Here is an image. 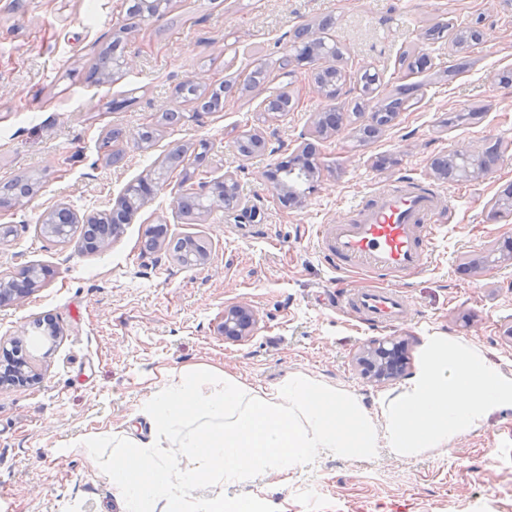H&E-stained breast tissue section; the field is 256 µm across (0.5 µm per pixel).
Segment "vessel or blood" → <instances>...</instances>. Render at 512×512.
<instances>
[{
    "mask_svg": "<svg viewBox=\"0 0 512 512\" xmlns=\"http://www.w3.org/2000/svg\"><path fill=\"white\" fill-rule=\"evenodd\" d=\"M442 202L428 185L406 179L372 190L340 224H319L314 244L340 274L368 280L365 288L337 292L336 303L373 329L394 326L411 313L404 289L429 265L441 231Z\"/></svg>",
    "mask_w": 512,
    "mask_h": 512,
    "instance_id": "b4317fda",
    "label": "vessel or blood"
}]
</instances>
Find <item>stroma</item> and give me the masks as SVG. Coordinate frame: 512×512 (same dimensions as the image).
<instances>
[{"label":"stroma","mask_w":512,"mask_h":512,"mask_svg":"<svg viewBox=\"0 0 512 512\" xmlns=\"http://www.w3.org/2000/svg\"><path fill=\"white\" fill-rule=\"evenodd\" d=\"M128 0H0V185L38 179L34 196L0 207V272L29 264L54 275L22 303L0 305V345L22 341L42 371L38 383L0 388V512H124L107 478L67 442L133 422L160 372L196 363L223 369L252 387H275L302 371L356 395L366 408L400 387L374 384L354 355L371 339L408 342L417 368L427 337L464 338L512 372V261L502 248L512 214L492 218L495 197L512 185V0H173L160 16L127 21ZM479 27L481 38L456 70L447 38L424 40L441 20ZM320 30L340 57H326L348 76L346 103L357 79L376 73L374 101L396 85H418L417 104L402 110L367 145L342 122L325 139L311 137L312 118L327 100L309 92L303 104L266 117L262 100L297 87L310 63L292 59L294 32ZM118 44L128 67L111 82L92 84L90 66ZM427 53L428 66L408 72L402 52ZM271 81L254 86L257 65ZM234 87L208 112L177 98L193 80ZM177 112L152 146L138 147L146 119ZM462 115L461 123L446 120ZM120 128L123 155L109 164L100 142ZM254 129L266 150L245 157L236 138ZM206 143L198 171L206 182L237 175L247 207L223 206L184 219L173 206L179 173L101 251L81 254L35 231L58 202L78 216L110 206L128 185L152 174L176 145ZM314 143L318 172L286 206L264 176L305 143ZM496 150L476 181L440 180L433 159L457 150ZM413 177L438 188L451 210L428 270L406 289L413 313L393 328L369 329L336 307L325 291L336 273L315 250L317 224H337L350 205L379 183ZM166 222L169 235L202 238L206 265L186 268L170 251L142 249L145 229ZM247 303L259 321L245 341L216 330L226 307ZM52 316L58 338H34V321ZM227 512H512V409L463 434L448 451L399 460L320 456L290 477L267 475L224 491Z\"/></svg>","instance_id":"obj_1"}]
</instances>
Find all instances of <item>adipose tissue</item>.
Returning <instances> with one entry per match:
<instances>
[{
    "mask_svg": "<svg viewBox=\"0 0 512 512\" xmlns=\"http://www.w3.org/2000/svg\"><path fill=\"white\" fill-rule=\"evenodd\" d=\"M507 408L512 373L468 340L431 336L415 374L375 414L304 373L264 390L199 363L154 383L137 411L147 433L105 430L72 440L67 451L93 462L125 512H222L225 486L291 475L321 454L441 453Z\"/></svg>",
    "mask_w": 512,
    "mask_h": 512,
    "instance_id": "ef3b65f1",
    "label": "adipose tissue"
}]
</instances>
